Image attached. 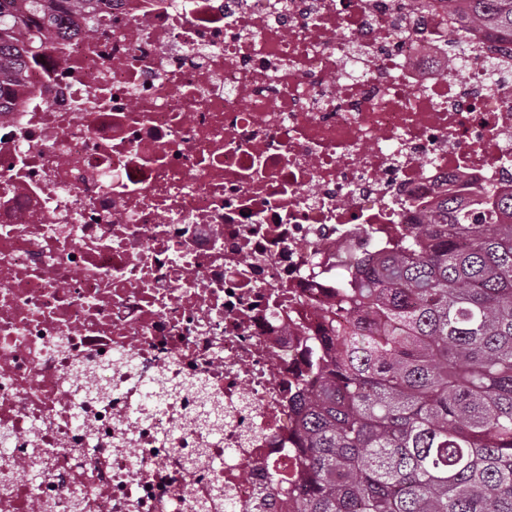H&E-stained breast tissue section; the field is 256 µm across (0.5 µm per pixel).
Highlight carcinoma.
Listing matches in <instances>:
<instances>
[{
    "label": "carcinoma",
    "instance_id": "cac0c4a2",
    "mask_svg": "<svg viewBox=\"0 0 512 512\" xmlns=\"http://www.w3.org/2000/svg\"><path fill=\"white\" fill-rule=\"evenodd\" d=\"M95 0H0V109L28 47ZM512 40V0H459ZM316 385L297 400L296 512H512V195L473 216L454 199L340 291ZM132 419L161 411L141 384Z\"/></svg>",
    "mask_w": 512,
    "mask_h": 512
}]
</instances>
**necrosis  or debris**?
I'll use <instances>...</instances> for the list:
<instances>
[{"instance_id":"necrosis-or-debris-1","label":"necrosis or debris","mask_w":512,"mask_h":512,"mask_svg":"<svg viewBox=\"0 0 512 512\" xmlns=\"http://www.w3.org/2000/svg\"><path fill=\"white\" fill-rule=\"evenodd\" d=\"M76 23L0 113V512H261L358 260L512 192V44L448 0H101ZM146 379L170 393L134 421Z\"/></svg>"}]
</instances>
